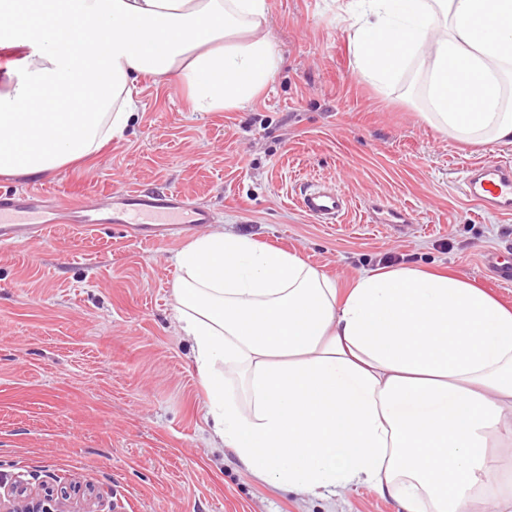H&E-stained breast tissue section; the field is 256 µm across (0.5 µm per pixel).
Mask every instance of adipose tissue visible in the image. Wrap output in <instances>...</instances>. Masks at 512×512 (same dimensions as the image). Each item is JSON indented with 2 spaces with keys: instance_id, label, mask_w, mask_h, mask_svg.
<instances>
[{
  "instance_id": "obj_1",
  "label": "adipose tissue",
  "mask_w": 512,
  "mask_h": 512,
  "mask_svg": "<svg viewBox=\"0 0 512 512\" xmlns=\"http://www.w3.org/2000/svg\"><path fill=\"white\" fill-rule=\"evenodd\" d=\"M378 89L425 76L426 119L512 143V0H346ZM266 0H0V176L90 156L134 122L137 78L192 111L244 106L280 58ZM180 330L213 435L257 480L323 497L374 489L402 512H512V308L401 266L340 290L301 257L230 232L175 257ZM242 393H229L230 375Z\"/></svg>"
}]
</instances>
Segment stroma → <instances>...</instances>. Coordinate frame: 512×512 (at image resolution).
Wrapping results in <instances>:
<instances>
[{
  "instance_id": "1",
  "label": "stroma",
  "mask_w": 512,
  "mask_h": 512,
  "mask_svg": "<svg viewBox=\"0 0 512 512\" xmlns=\"http://www.w3.org/2000/svg\"><path fill=\"white\" fill-rule=\"evenodd\" d=\"M281 66L256 100L193 112L182 90L141 77L136 123L94 156L0 187L104 205V192L179 191L217 225L299 255L349 287L403 257L445 268L512 307V281L486 261L512 254V217L462 190L470 163L512 161V144L466 146L421 117L407 71L380 91L356 67L344 0H266ZM351 201L333 224L306 215L304 183ZM189 238L140 243L120 225L62 224L38 244L0 248V495L81 485L97 512H400L360 487L310 499L256 481L211 447L207 398L179 331L174 262Z\"/></svg>"
}]
</instances>
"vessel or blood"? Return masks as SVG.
I'll use <instances>...</instances> for the list:
<instances>
[{
    "label": "vessel or blood",
    "instance_id": "vessel-or-blood-1",
    "mask_svg": "<svg viewBox=\"0 0 512 512\" xmlns=\"http://www.w3.org/2000/svg\"><path fill=\"white\" fill-rule=\"evenodd\" d=\"M465 194L481 210L512 216V164H471L466 169ZM107 199L102 208L82 203L61 206L50 203L41 191L0 190V247L41 242L58 224L83 229L118 224L133 240L155 242L187 236L214 220L209 207L178 191H112ZM299 205L308 216L331 224L343 215L348 202L334 187L308 183Z\"/></svg>",
    "mask_w": 512,
    "mask_h": 512
}]
</instances>
